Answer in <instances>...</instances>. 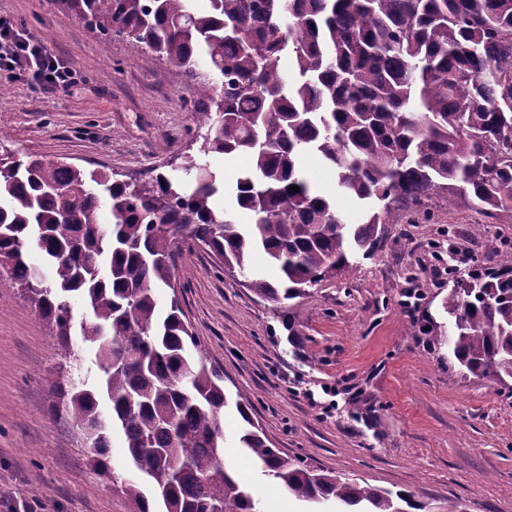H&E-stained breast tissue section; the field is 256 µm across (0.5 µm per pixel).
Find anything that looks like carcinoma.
Listing matches in <instances>:
<instances>
[{"mask_svg": "<svg viewBox=\"0 0 512 512\" xmlns=\"http://www.w3.org/2000/svg\"><path fill=\"white\" fill-rule=\"evenodd\" d=\"M60 2L144 63L181 68L205 130L200 152L246 155L250 165L220 210L216 173L191 158L183 177L138 183L39 156L0 158V262L66 352L71 301L91 315L80 335L99 386L55 383L56 409L86 432L89 463L104 473L122 436L126 460L148 471L147 485L121 478L139 512H152L146 488L157 512H262L224 464V375L191 359L178 296L160 309L180 243L208 247L251 293L281 304L344 274L404 215L466 210L512 224V0H208L202 12L192 0ZM307 152L334 170L340 194L367 204L359 222L302 176ZM258 250L277 280L251 271ZM33 252L50 278L36 276ZM490 258L494 267L448 291V327L424 328L462 370L503 383L512 379V252L492 248ZM235 407L240 447L296 498L339 512L421 508L410 494L288 461Z\"/></svg>", "mask_w": 512, "mask_h": 512, "instance_id": "obj_1", "label": "carcinoma"}]
</instances>
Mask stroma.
<instances>
[{
  "mask_svg": "<svg viewBox=\"0 0 512 512\" xmlns=\"http://www.w3.org/2000/svg\"><path fill=\"white\" fill-rule=\"evenodd\" d=\"M1 15L63 59L74 84L40 93L29 77L0 72V145L128 181L174 175L198 156L182 69L144 64L126 41L61 18L54 0H0ZM299 166L359 218L360 204L337 194L318 156ZM490 235L512 244V224L439 210L429 221L388 225L383 245L355 256L352 271L295 299L291 333L285 309L254 296L209 248L181 250L185 320L232 401L226 436L241 422V403L287 459L411 493L421 512L456 497L467 512H512V390L463 374L447 347L421 333L424 318L447 324L453 280L484 263ZM72 343L69 358L0 267V512H139L118 483L127 473L120 438L111 474L99 473L83 431L53 409V381L85 375L95 359L80 337ZM225 463L263 512H306L251 454L227 445Z\"/></svg>",
  "mask_w": 512,
  "mask_h": 512,
  "instance_id": "obj_1",
  "label": "stroma"
}]
</instances>
